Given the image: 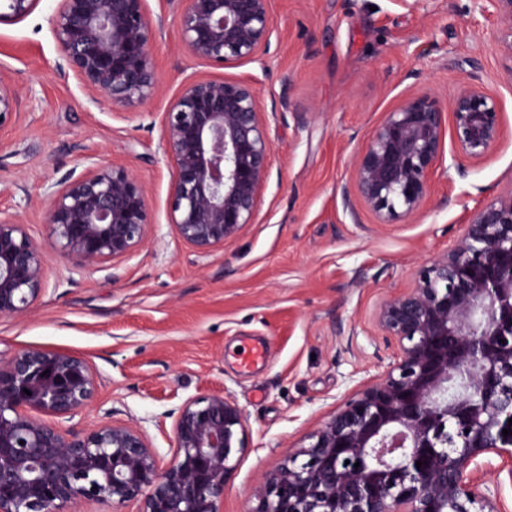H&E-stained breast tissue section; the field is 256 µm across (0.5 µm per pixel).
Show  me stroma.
Listing matches in <instances>:
<instances>
[{
	"label": "stroma",
	"instance_id": "stroma-1",
	"mask_svg": "<svg viewBox=\"0 0 512 512\" xmlns=\"http://www.w3.org/2000/svg\"><path fill=\"white\" fill-rule=\"evenodd\" d=\"M56 6L40 0L0 28V72L19 91L18 116L0 130V210L45 241L46 187L82 173L92 155L139 177L151 222L115 280L50 252L31 315L0 318V357L25 346L82 355L99 389L72 427L142 422L165 462L167 411L226 389L246 416V450L224 512H254L253 486L387 365L379 303L445 254L477 207L512 191V61L494 38L492 8L488 0H423L415 11L396 0H272L276 31L263 62L218 69L185 48L175 0H149L162 20L152 45L159 90L117 114L59 69ZM461 58L470 66L457 68ZM218 76L253 80L273 152L254 224L203 256L167 220L160 117L185 79ZM476 81L502 113L497 146L481 161L446 158L423 208L378 223L355 192L354 162L368 136L405 97L447 105ZM258 344L265 359L243 366L241 349Z\"/></svg>",
	"mask_w": 512,
	"mask_h": 512
}]
</instances>
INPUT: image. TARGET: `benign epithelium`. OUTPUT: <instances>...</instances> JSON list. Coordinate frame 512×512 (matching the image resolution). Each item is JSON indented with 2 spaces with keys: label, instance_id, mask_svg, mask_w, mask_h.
I'll return each mask as SVG.
<instances>
[{
  "label": "benign epithelium",
  "instance_id": "1",
  "mask_svg": "<svg viewBox=\"0 0 512 512\" xmlns=\"http://www.w3.org/2000/svg\"><path fill=\"white\" fill-rule=\"evenodd\" d=\"M40 0H0V25ZM148 0H58L52 19L61 69L114 108L150 101L158 78ZM495 39L512 59V0H488ZM177 25L196 58L224 67L263 59L274 32L271 0H178ZM18 89L0 72V130ZM254 83L195 78L162 112L172 178L168 223L200 254L255 223L272 145ZM457 153L481 160L502 134L496 98L471 84L443 106L406 97L355 162L358 198L378 223L416 213L444 166L446 119ZM48 244L0 215V317L22 320L43 292L48 248L81 268L119 269L151 224L146 189L126 167L94 162L51 185ZM375 324L395 353L386 370L288 450L252 489L253 512H503L484 479L500 460L512 480V191L475 211L447 253L420 266L414 285L384 298ZM98 394L80 355L28 347L0 359V512H65L77 501L139 504L137 512H224L228 479L246 448V417L225 389L168 413L172 456L162 463L142 426L110 419L64 430ZM422 462L416 466V462Z\"/></svg>",
  "mask_w": 512,
  "mask_h": 512
}]
</instances>
